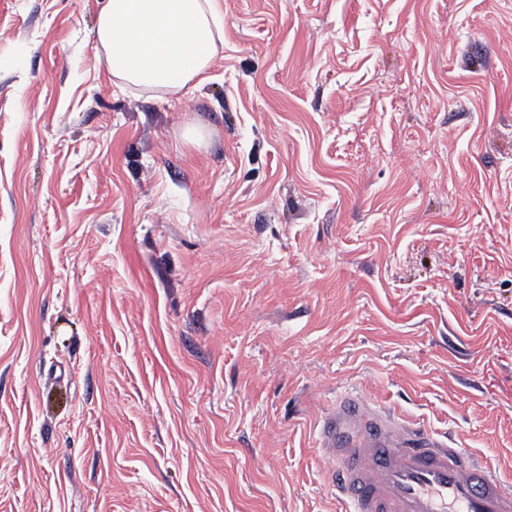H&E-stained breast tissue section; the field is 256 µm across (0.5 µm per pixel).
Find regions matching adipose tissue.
<instances>
[{"instance_id": "adipose-tissue-1", "label": "adipose tissue", "mask_w": 512, "mask_h": 512, "mask_svg": "<svg viewBox=\"0 0 512 512\" xmlns=\"http://www.w3.org/2000/svg\"><path fill=\"white\" fill-rule=\"evenodd\" d=\"M95 38L113 86L184 95L224 45V3L103 0Z\"/></svg>"}]
</instances>
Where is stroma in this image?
<instances>
[{
	"label": "stroma",
	"instance_id": "stroma-1",
	"mask_svg": "<svg viewBox=\"0 0 512 512\" xmlns=\"http://www.w3.org/2000/svg\"><path fill=\"white\" fill-rule=\"evenodd\" d=\"M101 6L0 0V512H338L352 390L512 481V0H224L186 97Z\"/></svg>",
	"mask_w": 512,
	"mask_h": 512
}]
</instances>
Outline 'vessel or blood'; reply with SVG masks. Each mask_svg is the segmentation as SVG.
<instances>
[{
    "label": "vessel or blood",
    "instance_id": "obj_1",
    "mask_svg": "<svg viewBox=\"0 0 512 512\" xmlns=\"http://www.w3.org/2000/svg\"><path fill=\"white\" fill-rule=\"evenodd\" d=\"M340 512H512V485L448 435L345 394L315 426Z\"/></svg>",
    "mask_w": 512,
    "mask_h": 512
}]
</instances>
